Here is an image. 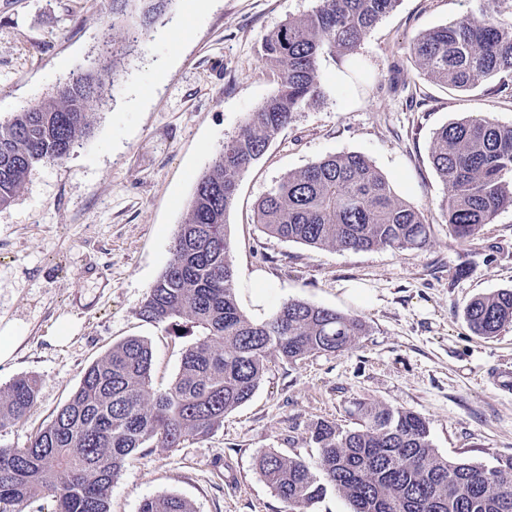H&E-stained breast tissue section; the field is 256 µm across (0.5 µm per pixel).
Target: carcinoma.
I'll return each mask as SVG.
<instances>
[{"mask_svg": "<svg viewBox=\"0 0 512 512\" xmlns=\"http://www.w3.org/2000/svg\"><path fill=\"white\" fill-rule=\"evenodd\" d=\"M170 0H109L112 25L137 16L147 30ZM481 21L460 18L422 32L410 54L432 82L467 91L500 73L512 74V22L498 18L512 0H486ZM399 0H317L311 13L290 18L262 45L276 92L249 112L224 143L196 191L172 246V259L138 310L146 323L178 338L190 336L171 386L152 389L148 340L128 337L84 372L79 387L26 448H0V512H24L49 498L53 512H111L112 486L140 450L176 448L204 439L224 416L251 399L274 357L296 362L349 350L368 332L361 319L298 300L257 322L239 305L225 217L238 179L267 151L295 112L321 95L318 60L353 56ZM122 45L112 41V66L74 75L50 100L0 119V207L8 205L38 164L67 158L92 124L105 78L117 72ZM431 162L448 194L441 211L450 235L473 240L512 208V125L488 118L452 122L435 132ZM272 237L315 248L364 251L421 249L430 226L398 199L386 178L358 153L321 158L284 176L254 210ZM470 328L492 338L512 325V289L474 297L465 308ZM40 381L20 376L0 390V432L20 423L36 403ZM356 427L321 420L310 440L317 470L275 451L263 453L261 477L288 505L309 512L337 491L351 512H512V457L487 468L441 456L420 415L356 401ZM140 512H194L176 495L144 500Z\"/></svg>", "mask_w": 512, "mask_h": 512, "instance_id": "1", "label": "carcinoma"}]
</instances>
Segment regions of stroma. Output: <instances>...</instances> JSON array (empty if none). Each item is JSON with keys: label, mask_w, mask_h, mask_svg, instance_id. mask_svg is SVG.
Segmentation results:
<instances>
[{"label": "stroma", "mask_w": 512, "mask_h": 512, "mask_svg": "<svg viewBox=\"0 0 512 512\" xmlns=\"http://www.w3.org/2000/svg\"><path fill=\"white\" fill-rule=\"evenodd\" d=\"M171 0L146 32L123 24L131 42L106 82L92 129L62 161L32 169L0 207V328L23 339L0 363V387L34 375L35 405L0 432V446L25 447L78 388L85 370L131 336L152 348V382L168 388L184 339L141 321L139 307L168 266L171 243L199 177L278 79L260 57L266 35L315 0H211L200 12ZM482 0H400L371 30L357 57L362 87L341 79L346 62L324 54L322 96L295 112L265 154L239 177L226 215L237 286L262 273L274 305L299 300L361 317L369 326L348 351L290 363L274 359L252 398L208 438L143 449L112 487L111 512H140L161 494L195 512H286L260 476L274 449L316 465L311 426L349 429L353 401L425 418L440 455L485 467L512 457V390L487 372L512 366V326L473 335L464 309L475 296L512 288V208L470 244L448 233L447 190L431 163L435 132L463 118L512 125V76L461 92L428 80L410 56L420 32L468 16ZM112 33L106 0H0V117L51 99L72 73L92 66ZM364 155L395 194L430 224L419 250L316 249L263 233L257 202L288 172L332 154ZM99 282L80 276L87 264ZM367 287L363 305L344 285Z\"/></svg>", "instance_id": "obj_1"}]
</instances>
